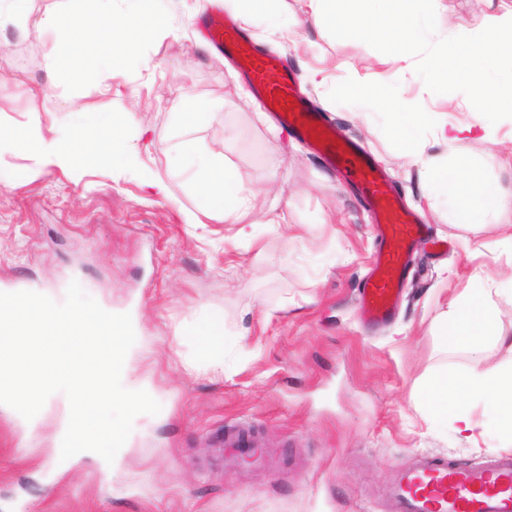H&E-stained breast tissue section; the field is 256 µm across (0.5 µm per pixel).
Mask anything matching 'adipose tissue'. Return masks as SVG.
Here are the masks:
<instances>
[{
	"mask_svg": "<svg viewBox=\"0 0 512 512\" xmlns=\"http://www.w3.org/2000/svg\"><path fill=\"white\" fill-rule=\"evenodd\" d=\"M125 2L124 12L117 15L112 11V0H62L57 11L40 20L37 30L51 33L64 43L82 31H93L106 44L98 52L94 69L107 74L114 63L131 62L129 34L153 37L171 28L169 16L156 8V0ZM308 2L306 19L280 20L278 29L290 34L309 23L321 32L341 28L352 38L373 33L393 44L396 61L406 62L415 43L427 34L436 0H384L386 7L376 17L368 10L369 0H346L341 13L336 10L337 0ZM500 9L499 15L459 25L457 34L440 43L429 74L436 92H445L455 83L469 85L508 114L512 112V0H501ZM395 112L394 133L407 143L404 158L420 165L424 190L452 198L460 213L477 215L481 223H495L512 199L478 181L475 175L427 156L424 145L410 139L411 128L431 122L429 113L414 111L405 102L398 103ZM114 126L112 113L73 108L49 137L43 132L38 113H30L28 121L4 142L5 147L24 152L30 164L0 170V183L12 185L56 169L81 179L85 169L82 151L87 139L94 136L98 139V157L137 172L145 185L157 192H167V183L141 165ZM179 152L182 170L189 175L188 187L200 200L197 210L186 213V223L198 224L202 219L217 217L234 224L253 223L256 193L241 186L222 156L204 150L192 139L183 141ZM489 294L486 288L465 289L451 301L449 315L440 316L436 327L444 343L474 348L490 345L497 350L498 360L485 370L440 371L425 386L424 393L438 414H453L456 432L468 440L475 439L477 426L465 409L449 404L448 398L482 395L508 450L512 448V336L504 335L501 312Z\"/></svg>",
	"mask_w": 512,
	"mask_h": 512,
	"instance_id": "1",
	"label": "adipose tissue"
}]
</instances>
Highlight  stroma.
I'll list each match as a JSON object with an SVG mask.
<instances>
[{"label": "stroma", "instance_id": "1", "mask_svg": "<svg viewBox=\"0 0 512 512\" xmlns=\"http://www.w3.org/2000/svg\"><path fill=\"white\" fill-rule=\"evenodd\" d=\"M57 4L31 0L25 16L0 25V134L27 122L33 106L46 124L72 106L112 112L145 164L166 173L178 144L196 140L258 191L257 211L275 209L281 221L244 231L220 220L188 224L183 213L197 200L181 180L163 196L133 171L94 162L78 183L57 171L0 185V290L61 298L75 280L113 312L131 313L132 378L162 405L158 415L136 417L110 476L90 457L56 465V413L28 433L0 411V512H395L388 485L421 456L458 465L500 456L480 396L464 402L480 424L469 443L431 411L423 387L438 370L484 369L495 359L446 345L434 329L471 274L494 282L491 299L512 330V255L501 243L512 206L495 224L458 223L454 203L426 197L418 166L403 164L390 108L397 98L451 123L476 117L497 127L496 142L466 143V164L512 195V168L496 162L512 158V118L468 85L453 86L449 100L432 95L426 74L439 35L497 12V0H441L434 36L406 63L393 62L390 45L374 36L305 27L286 38L264 18L244 31L297 76L326 123L376 160L391 192L427 226L400 307L380 324L362 322L356 307L378 246L370 211L199 39L206 0H160L169 33L132 36L136 60L113 67L108 92L79 43L34 35ZM355 77L376 85L379 98L334 95ZM191 100L205 117L187 114ZM215 313L224 317L220 375L198 336ZM230 433L263 447L277 466L225 468Z\"/></svg>", "mask_w": 512, "mask_h": 512}]
</instances>
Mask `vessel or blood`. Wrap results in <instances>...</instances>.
Wrapping results in <instances>:
<instances>
[{"instance_id":"vessel-or-blood-1","label":"vessel or blood","mask_w":512,"mask_h":512,"mask_svg":"<svg viewBox=\"0 0 512 512\" xmlns=\"http://www.w3.org/2000/svg\"><path fill=\"white\" fill-rule=\"evenodd\" d=\"M202 37L247 71L261 104L278 112L282 122L309 137L318 150L341 168L374 215L380 240L372 271L359 292V308L370 321L390 317L400 294L408 258L425 228L388 189L377 165L320 117L299 96L297 83L277 57L260 53L222 12L209 13ZM320 136H313V127ZM388 492L399 512H512V456L483 466H455L432 456L421 457L408 470L397 471Z\"/></svg>"}]
</instances>
